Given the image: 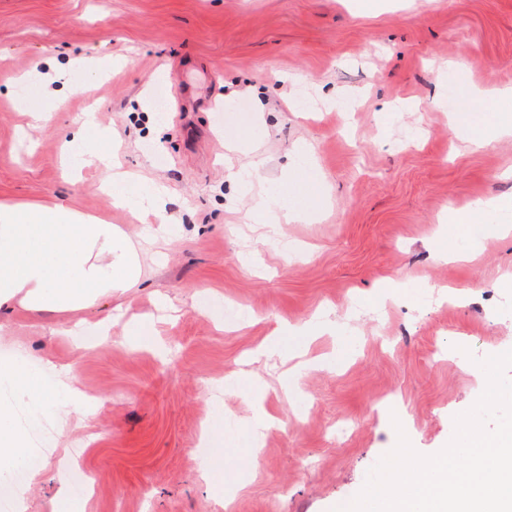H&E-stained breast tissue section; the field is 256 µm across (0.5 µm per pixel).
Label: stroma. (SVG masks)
<instances>
[{"label": "stroma", "mask_w": 512, "mask_h": 512, "mask_svg": "<svg viewBox=\"0 0 512 512\" xmlns=\"http://www.w3.org/2000/svg\"><path fill=\"white\" fill-rule=\"evenodd\" d=\"M508 88L512 0H0V202L107 217L143 261L83 311L89 337L115 319L87 350L59 315L0 308V360L48 382L75 365L92 399L66 426L46 409L12 512H54L64 457L83 512H336L394 449L393 412L440 451L486 388L479 360L512 350V212L452 222L512 196V136L448 132L498 119ZM84 112L131 175L113 191L82 145L63 170ZM267 193L295 215L274 235L252 211ZM160 221L170 242L145 243ZM315 315L287 357L249 362L277 321ZM262 409L286 426L256 448ZM219 449L220 489L201 477Z\"/></svg>", "instance_id": "obj_1"}]
</instances>
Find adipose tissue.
<instances>
[{
  "label": "adipose tissue",
  "instance_id": "obj_1",
  "mask_svg": "<svg viewBox=\"0 0 512 512\" xmlns=\"http://www.w3.org/2000/svg\"><path fill=\"white\" fill-rule=\"evenodd\" d=\"M142 275L138 253L107 220L79 216L62 204H0V304L65 315L59 332L77 336L83 326L79 312L113 289L136 286ZM61 375V383L47 385L33 367L0 364V376L21 397L51 408L80 405L76 368L63 366Z\"/></svg>",
  "mask_w": 512,
  "mask_h": 512
}]
</instances>
